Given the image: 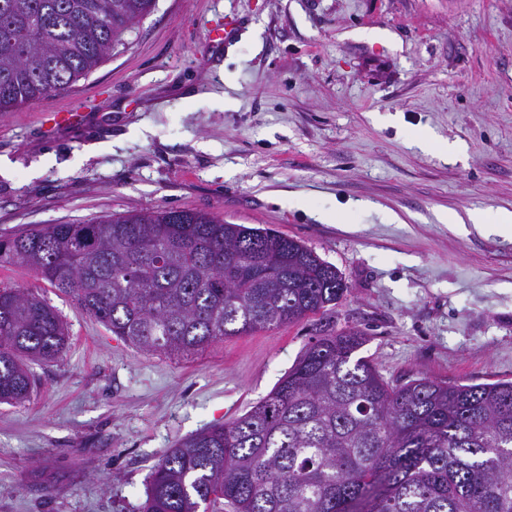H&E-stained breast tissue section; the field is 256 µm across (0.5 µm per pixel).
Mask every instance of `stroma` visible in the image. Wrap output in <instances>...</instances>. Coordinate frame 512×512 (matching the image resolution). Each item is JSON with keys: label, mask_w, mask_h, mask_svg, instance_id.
Here are the masks:
<instances>
[{"label": "stroma", "mask_w": 512, "mask_h": 512, "mask_svg": "<svg viewBox=\"0 0 512 512\" xmlns=\"http://www.w3.org/2000/svg\"><path fill=\"white\" fill-rule=\"evenodd\" d=\"M0 161L2 236L157 207L270 228L340 271L328 318L387 380H512V236L448 221L512 210V0H156L86 78L0 113ZM1 283L69 341L0 404V512H141L164 455L266 397L314 335L167 357L33 271Z\"/></svg>", "instance_id": "stroma-1"}]
</instances>
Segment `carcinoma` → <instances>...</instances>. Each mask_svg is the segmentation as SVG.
I'll use <instances>...</instances> for the list:
<instances>
[{
	"label": "carcinoma",
	"mask_w": 512,
	"mask_h": 512,
	"mask_svg": "<svg viewBox=\"0 0 512 512\" xmlns=\"http://www.w3.org/2000/svg\"><path fill=\"white\" fill-rule=\"evenodd\" d=\"M156 0H0V112L95 70ZM113 335L166 356L324 315L347 290L303 242L202 211L158 207L0 237ZM365 333L315 324L268 396L170 449L142 512H512V381L384 379L353 358ZM68 330L31 289L0 286V402L28 401L30 364Z\"/></svg>",
	"instance_id": "cac0c4a2"
}]
</instances>
